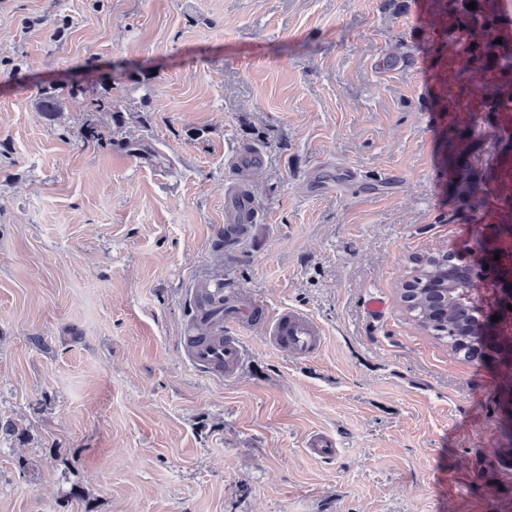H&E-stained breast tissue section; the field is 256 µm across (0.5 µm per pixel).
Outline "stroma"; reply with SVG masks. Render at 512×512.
Returning a JSON list of instances; mask_svg holds the SVG:
<instances>
[{
  "label": "stroma",
  "instance_id": "stroma-1",
  "mask_svg": "<svg viewBox=\"0 0 512 512\" xmlns=\"http://www.w3.org/2000/svg\"><path fill=\"white\" fill-rule=\"evenodd\" d=\"M460 36L444 0H0V419L26 431L0 434V512H512V356L464 360L398 295L413 255L465 264L480 235L512 265L489 135L512 112L474 128ZM398 50L413 64L386 67ZM107 74L158 162L85 141L104 114L33 107ZM453 124L492 175L474 200ZM251 146L259 216L219 251ZM216 282L312 316L322 351L245 329L236 379L195 371L191 291ZM318 433L335 456L308 453ZM84 88L79 85H71L65 95L60 89L53 86H45L38 91L36 98V110L50 122H54L63 113L65 101H79L86 98ZM451 185L458 195L475 198L482 189L481 177L477 178L472 168L461 162L452 170Z\"/></svg>",
  "mask_w": 512,
  "mask_h": 512
}]
</instances>
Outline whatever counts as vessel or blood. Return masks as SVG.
Masks as SVG:
<instances>
[{"instance_id":"b4317fda","label":"vessel or blood","mask_w":512,"mask_h":512,"mask_svg":"<svg viewBox=\"0 0 512 512\" xmlns=\"http://www.w3.org/2000/svg\"><path fill=\"white\" fill-rule=\"evenodd\" d=\"M228 326L259 328L271 346L288 349L298 358L319 352L324 340L322 326L312 317L288 308L265 314L252 302L244 307H227L222 324L216 325L205 337L187 332L184 353L189 364L227 380L236 378L244 368L246 353L240 336L225 334Z\"/></svg>"}]
</instances>
